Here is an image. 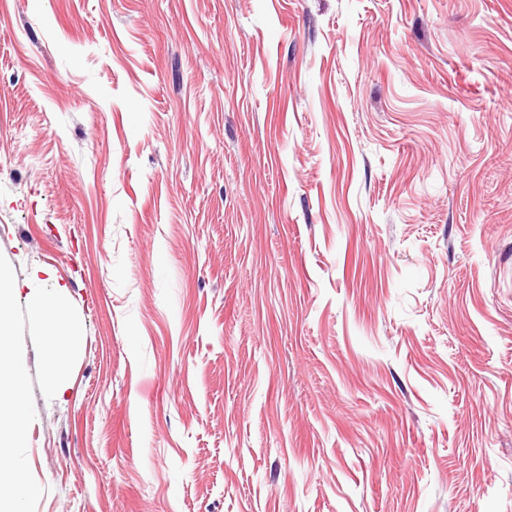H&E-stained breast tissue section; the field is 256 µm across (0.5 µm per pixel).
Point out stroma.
<instances>
[{"label":"stroma","instance_id":"stroma-1","mask_svg":"<svg viewBox=\"0 0 512 512\" xmlns=\"http://www.w3.org/2000/svg\"><path fill=\"white\" fill-rule=\"evenodd\" d=\"M0 254L36 512H512V0H0Z\"/></svg>","mask_w":512,"mask_h":512}]
</instances>
